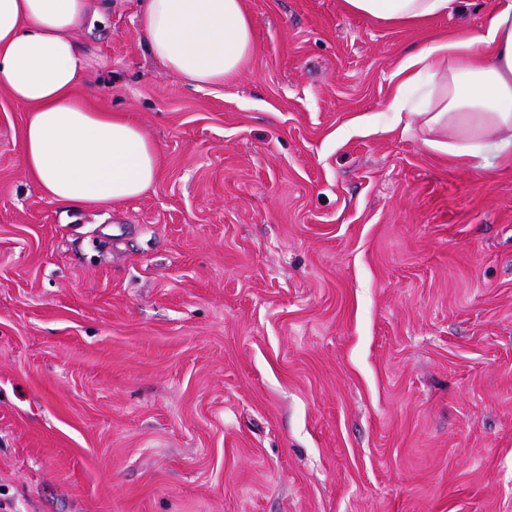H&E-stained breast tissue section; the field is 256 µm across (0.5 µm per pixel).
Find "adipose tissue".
Masks as SVG:
<instances>
[{"label": "adipose tissue", "mask_w": 512, "mask_h": 512, "mask_svg": "<svg viewBox=\"0 0 512 512\" xmlns=\"http://www.w3.org/2000/svg\"><path fill=\"white\" fill-rule=\"evenodd\" d=\"M462 0H345L350 13L389 24L438 18ZM90 0H0V85L27 105L23 162L52 202L107 206L146 192L158 148L128 118L75 93L94 61L74 39ZM139 26L153 58L197 86L234 76L252 56L243 0H142ZM427 84L423 111L405 92ZM391 111L433 132L428 145L461 158L512 148V0H496L481 31L425 46L391 75Z\"/></svg>", "instance_id": "ef3b65f1"}]
</instances>
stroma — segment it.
<instances>
[{
	"instance_id": "obj_1",
	"label": "stroma",
	"mask_w": 512,
	"mask_h": 512,
	"mask_svg": "<svg viewBox=\"0 0 512 512\" xmlns=\"http://www.w3.org/2000/svg\"><path fill=\"white\" fill-rule=\"evenodd\" d=\"M491 3L244 0L254 55L195 87L112 0L76 92L159 173L105 207L44 196L0 86V512H512V155L387 108ZM466 0H345L350 13L389 24L415 23L438 18Z\"/></svg>"
}]
</instances>
